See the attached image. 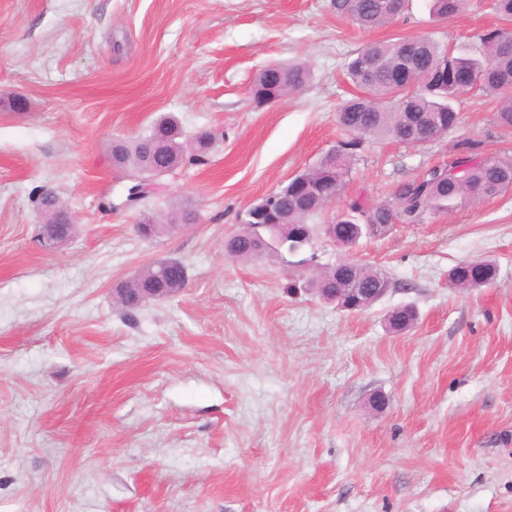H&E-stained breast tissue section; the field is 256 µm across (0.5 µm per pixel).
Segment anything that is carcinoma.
Listing matches in <instances>:
<instances>
[{"mask_svg": "<svg viewBox=\"0 0 512 512\" xmlns=\"http://www.w3.org/2000/svg\"><path fill=\"white\" fill-rule=\"evenodd\" d=\"M432 14L451 17L463 10L467 0H431ZM388 0H334L336 12L347 17L358 28L371 30L382 27L398 13L388 9ZM490 9L502 24L476 35L479 49L474 52L455 51L432 36L420 42L399 37L366 44L347 63V75L363 90V94L347 101L338 113L339 124L346 138L336 148V159L324 157L312 170L303 173L310 188L305 192L295 189V179L275 195H267L253 204L249 213L271 208L278 212L280 222L304 224L311 216L330 202V197L343 192L352 172L357 152L375 139L393 138L400 142L417 140L425 145L414 126V119L435 114L440 117V135L454 131L460 124L455 107L457 98L471 91H479L497 102L495 119L504 129H512V0H491ZM417 46L418 57L412 70H401V60ZM284 90L295 92L311 78V70L304 64L283 68ZM182 127L171 115L157 118L149 132L134 140L112 141V163L128 171L134 182L127 201L145 198L143 183L154 181L179 167L190 151L200 161L208 156L214 141L208 131L198 132L190 144L181 141ZM456 157L448 169L462 167L466 178L459 183L443 167H432L426 176L397 182L393 202L370 203L362 196L352 198L348 211L334 221L342 224H390L395 213L401 223L419 224L428 214L450 212L466 200L494 198L512 191V155L484 154L482 143L464 138L455 144ZM198 219L197 211L184 204L171 208L167 220L149 226L145 236L155 240L168 235L186 221ZM244 228L227 238L225 246L229 258L253 261L260 257L254 241L255 230L250 217L242 220ZM496 267L482 260L475 265L460 262L448 273L452 286L482 288L493 282ZM187 282L184 263H172L161 270L155 264L139 269L132 277L119 284L123 291L116 294V302L131 309L130 298L139 295L141 288H180ZM360 285L375 292L389 286L384 274L367 267L359 270L356 283H347L336 277L332 266L317 277L305 280V288L322 300L345 293V289ZM417 321L413 307L404 308V315L388 322L394 332L410 330Z\"/></svg>", "mask_w": 512, "mask_h": 512, "instance_id": "obj_1", "label": "carcinoma"}]
</instances>
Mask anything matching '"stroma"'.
<instances>
[{"label": "stroma", "instance_id": "1", "mask_svg": "<svg viewBox=\"0 0 512 512\" xmlns=\"http://www.w3.org/2000/svg\"><path fill=\"white\" fill-rule=\"evenodd\" d=\"M331 2L0 0V512H512V192L352 248L318 237L319 267L387 276L359 312L304 289L296 256L224 255L249 207L336 148L358 92L344 65L367 42L459 47L497 23L481 0L444 21L410 0L363 32ZM288 62L309 84L255 106L256 75ZM456 108L459 128L426 146L366 145L316 223L348 197L387 199L457 140L512 153L495 101ZM168 113L214 134L207 161L127 206L109 146ZM44 188L75 224L50 249ZM180 200L199 223L138 236L141 209ZM165 258L186 265L185 290L115 304L117 283ZM470 260L494 262V283L450 287ZM405 305L418 320L392 332Z\"/></svg>", "mask_w": 512, "mask_h": 512}]
</instances>
